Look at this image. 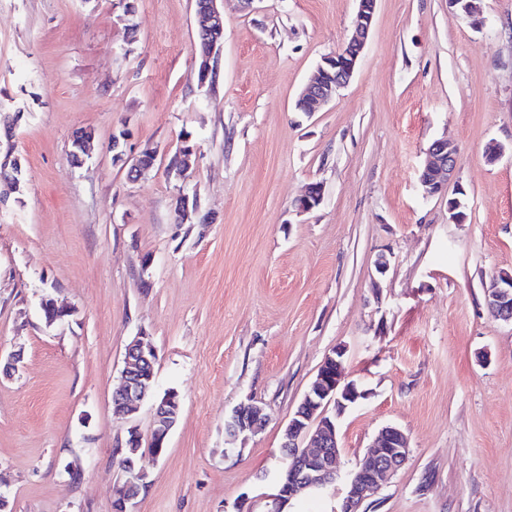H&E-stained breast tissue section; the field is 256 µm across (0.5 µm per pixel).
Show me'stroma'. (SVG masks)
Wrapping results in <instances>:
<instances>
[{"mask_svg":"<svg viewBox=\"0 0 512 512\" xmlns=\"http://www.w3.org/2000/svg\"><path fill=\"white\" fill-rule=\"evenodd\" d=\"M356 0H224V47L198 83L195 0H0V102L27 187L0 207V494L12 512H112L114 450L152 409L112 411L127 344L156 352L182 409L134 512H267L284 429L332 350L367 396L339 421L344 470L387 426L403 467L362 512H512V325L485 278L512 272V0H378L347 87L296 108L350 33ZM94 149L72 163L71 143ZM154 168L129 181L114 132ZM458 179L424 197L427 147ZM186 176L167 170L182 141ZM504 147L496 162L489 142ZM324 200L298 212L308 184ZM210 224L173 221L179 194ZM459 199L464 222L451 219ZM390 267L377 276L374 262ZM75 313L47 327L43 295ZM261 406L258 433L224 422ZM75 465L71 479L65 465Z\"/></svg>","mask_w":512,"mask_h":512,"instance_id":"obj_1","label":"stroma"}]
</instances>
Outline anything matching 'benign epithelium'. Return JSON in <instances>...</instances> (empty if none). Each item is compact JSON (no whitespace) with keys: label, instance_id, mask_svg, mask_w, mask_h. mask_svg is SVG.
I'll return each instance as SVG.
<instances>
[{"label":"benign epithelium","instance_id":"benign-epithelium-1","mask_svg":"<svg viewBox=\"0 0 512 512\" xmlns=\"http://www.w3.org/2000/svg\"><path fill=\"white\" fill-rule=\"evenodd\" d=\"M218 2L220 0H202L197 7L203 45L194 47V52L200 61L197 81L201 85L215 75L223 45L224 20ZM356 2L357 9L347 40L336 52L322 59L299 94L301 107L308 114L334 99L353 77L370 34L378 0ZM128 137L126 130L119 135L112 134L111 149L133 170L134 175L140 177L144 175L141 168L143 154L126 151L124 143L128 142ZM195 154L193 147L179 148L171 169L188 172ZM425 154L419 184L423 196L428 198L444 193L456 178L457 157L446 139L433 141ZM323 198L322 184L313 183L306 194L295 201V207L300 212H308L318 207ZM485 297L492 316L512 324V272L492 274L485 283ZM39 307L48 327L65 322L74 313L72 308L58 304L51 295L42 297ZM345 354L346 349L338 347L325 357L288 422L282 444L288 449L284 454L286 465L280 466L277 472L276 493L271 497L268 512H285L286 506L302 495L326 492L338 499V507L333 512H359L362 503L378 492L407 459V435L397 427L388 426L378 433L373 447L357 461L352 471L342 470L338 422L367 396L366 390L347 379ZM155 360L154 349L143 341V337L136 336L127 344L121 371L122 385L112 393L115 413L128 417L150 399V391L155 384ZM179 407L178 393L174 391L154 400L153 434L148 450L156 459L163 454L168 435L177 423ZM264 422L262 408L252 405L235 411L225 421V427L234 436L255 434L262 429ZM117 447V454L122 456L124 480L118 498L112 502V512H131L130 507L139 495V488L146 484L148 478L147 469L141 466L137 457L143 447L138 429L129 427L124 438L118 440Z\"/></svg>","mask_w":512,"mask_h":512}]
</instances>
